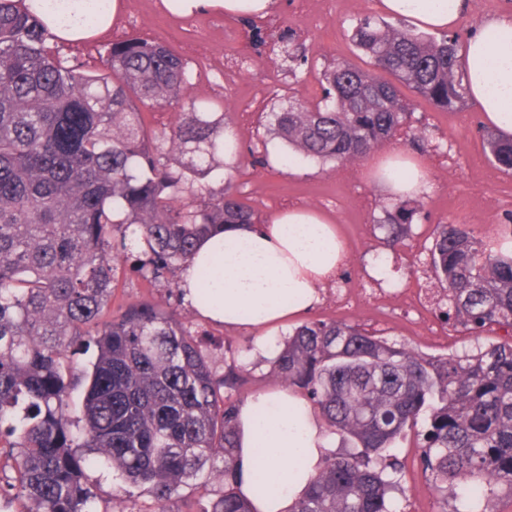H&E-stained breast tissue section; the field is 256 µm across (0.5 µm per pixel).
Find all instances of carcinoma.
<instances>
[{
    "label": "carcinoma",
    "instance_id": "1",
    "mask_svg": "<svg viewBox=\"0 0 512 512\" xmlns=\"http://www.w3.org/2000/svg\"><path fill=\"white\" fill-rule=\"evenodd\" d=\"M364 71L324 67L323 96L273 105L267 131L317 162L355 165L414 130L399 86L453 110L468 98L460 38L421 34L371 13L352 19ZM298 79L308 57L292 34L269 44ZM106 71L61 55L24 0H0V512H98L83 464L100 463L149 499L137 512H252L235 483V428L247 365L221 368L178 311L180 271L197 241L258 213L211 175L224 169V104L190 97L188 62L137 38L112 44ZM178 109L147 130L134 101ZM493 161L512 171V138L481 127ZM422 203L382 207L373 230L390 246L412 233ZM466 224H437L430 271L441 318L457 332L512 331V247ZM169 294L110 310L118 262ZM89 341L94 362L71 349ZM268 384L302 393L337 440L293 512H396L404 498L398 443L412 434L437 494L494 512L512 491V340L430 356L362 324L311 321L266 360ZM86 385L82 416L70 389ZM218 485L213 497L186 488Z\"/></svg>",
    "mask_w": 512,
    "mask_h": 512
}]
</instances>
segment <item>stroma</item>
<instances>
[{
	"mask_svg": "<svg viewBox=\"0 0 512 512\" xmlns=\"http://www.w3.org/2000/svg\"><path fill=\"white\" fill-rule=\"evenodd\" d=\"M379 0H328L319 12L300 8L299 0H274L265 15L273 32L291 30L303 42L311 66L305 67L300 82L281 72L263 53L240 57L238 42L249 36L243 18H226L224 12L205 9L181 17L161 12L162 0H126L118 23L93 35L89 42L65 46L88 69L103 67L100 57L112 40L137 35L165 44L192 63L191 94L199 100L223 102L226 127L233 131L246 162L232 174L237 196L252 206L261 218L291 208L303 207L333 217L346 242L344 270L353 287H363V271L380 261L390 265L388 285L409 291L422 287L423 264L432 246L436 224H466L477 236L497 238L500 227L512 222V175L501 172L485 151L479 129L483 124L474 101L456 111L437 107L422 97H412L414 115L428 126V134L440 144L441 153L420 152L432 190L423 197L424 219L415 221L405 244L392 248L374 237L372 225L381 215L385 192L367 177L364 164L341 166L299 161L283 165L286 146L258 134L259 114L274 97L287 96L289 87L315 100L320 95L322 60L351 62L366 67L367 60L349 40L351 20L356 13H377ZM481 196V206L469 207L471 197ZM166 294L165 284L150 285L130 265H122L112 292L119 307ZM309 319L358 321L391 339L431 354L463 353L477 346L475 337L449 332L439 337L442 323L429 319L427 330L411 327L412 317L397 305L369 306L351 311L336 306L329 292L311 309ZM419 449L404 441L399 456L405 463L408 500L405 512H439L436 496L419 464Z\"/></svg>",
	"mask_w": 512,
	"mask_h": 512,
	"instance_id": "35a3bbf8",
	"label": "stroma"
}]
</instances>
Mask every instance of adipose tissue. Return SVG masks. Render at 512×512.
<instances>
[{
	"label": "adipose tissue",
	"instance_id": "ef3b65f1",
	"mask_svg": "<svg viewBox=\"0 0 512 512\" xmlns=\"http://www.w3.org/2000/svg\"><path fill=\"white\" fill-rule=\"evenodd\" d=\"M272 0H167L180 16L203 9L236 16L265 14ZM466 0H380L392 18L409 20L425 30L453 28L464 15ZM460 65L469 96L480 106L486 124L512 136V14L487 20L464 45ZM368 175L389 192L419 197L429 191L427 168L419 158L397 150L376 154ZM346 244L333 220L320 212L293 208L257 227L229 224L202 239L182 273L187 299L207 290L203 317L229 328L249 326L254 351L267 355L271 333L309 312L320 299L319 288L331 279L345 256ZM209 267L207 286L197 271ZM332 438L315 418L308 401L285 388L247 397L239 406L235 440L236 491L255 512H292L323 466ZM264 456H257V449ZM276 481L274 496L257 499L258 471Z\"/></svg>",
	"mask_w": 512,
	"mask_h": 512
}]
</instances>
